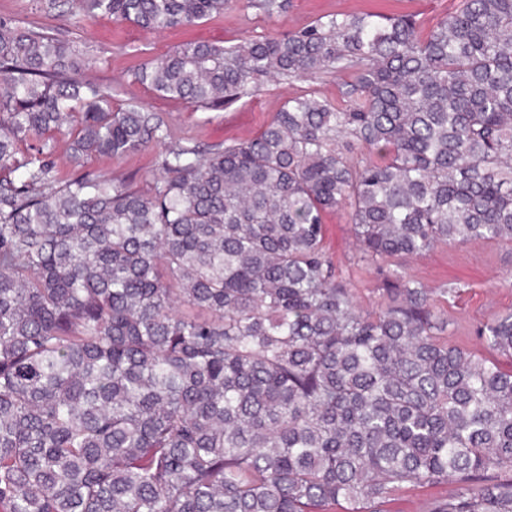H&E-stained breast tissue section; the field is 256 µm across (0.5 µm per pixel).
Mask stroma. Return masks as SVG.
Returning <instances> with one entry per match:
<instances>
[{"label": "stroma", "mask_w": 512, "mask_h": 512, "mask_svg": "<svg viewBox=\"0 0 512 512\" xmlns=\"http://www.w3.org/2000/svg\"><path fill=\"white\" fill-rule=\"evenodd\" d=\"M458 5L459 0H288L285 12L269 17L247 6L246 0H230L223 14L216 18L194 27L160 33L146 32L108 18L89 24L62 17L55 19L46 13L44 0H0V17L46 27L72 41L82 56L78 76L111 89L114 104L136 102L148 110L163 113L173 139L207 145L257 135L291 96L314 91L339 102V90L345 78L333 75L281 83L264 80L251 96L212 108L156 95L135 80L139 65L188 42L209 41L230 46L248 37L287 35L309 26L319 17L336 13L407 15L425 34ZM162 152V146L152 144L126 156L92 158L85 168L109 179H128L144 190L159 172ZM324 245L348 279L357 306L365 310L376 308L380 293L373 276L356 264L347 212L337 210L325 215ZM402 265L428 287L445 288L451 284L459 287L458 296L444 306L449 344L481 353L482 347L473 334L474 326L512 309L511 244L481 240L461 247L440 246L423 257L404 259ZM448 489L445 483L408 485L391 496L383 509L384 512H427L434 502L447 497Z\"/></svg>", "instance_id": "35a3bbf8"}]
</instances>
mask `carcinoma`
<instances>
[{
    "label": "carcinoma",
    "instance_id": "cac0c4a2",
    "mask_svg": "<svg viewBox=\"0 0 512 512\" xmlns=\"http://www.w3.org/2000/svg\"><path fill=\"white\" fill-rule=\"evenodd\" d=\"M193 27L228 0H48L61 16ZM78 50L0 17V512H512V310L448 344L396 263L512 243V0H460L426 35L332 14L285 37L181 45L135 71L217 107L260 77L348 74L343 103L288 98L260 135L171 143L147 191L64 172L164 143L112 106ZM40 139L31 146L28 141ZM347 211L382 302L356 306L324 246ZM449 485L446 483L413 486L407 485L384 503L385 512H426L436 501L448 496Z\"/></svg>",
    "mask_w": 512,
    "mask_h": 512
}]
</instances>
